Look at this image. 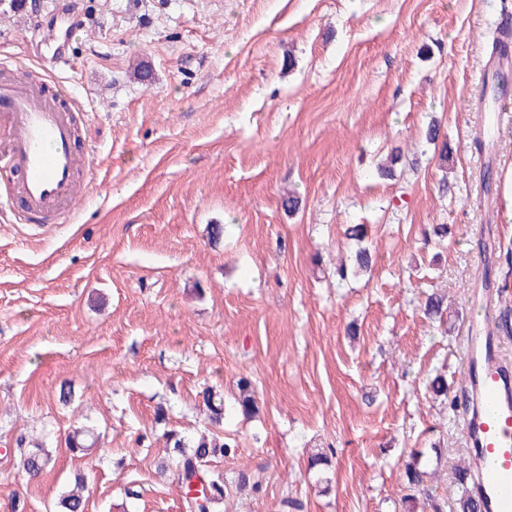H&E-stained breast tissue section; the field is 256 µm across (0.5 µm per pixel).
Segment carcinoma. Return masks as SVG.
<instances>
[{"label":"carcinoma","instance_id":"1","mask_svg":"<svg viewBox=\"0 0 512 512\" xmlns=\"http://www.w3.org/2000/svg\"><path fill=\"white\" fill-rule=\"evenodd\" d=\"M447 297L432 292L421 304L422 313L429 319H444L448 315ZM241 392L238 404L243 414L250 415L258 410L257 399L247 380L240 382ZM427 390L436 400L448 404L450 410H455L457 395L453 394L444 375L437 373L428 380ZM202 403L209 412V419L218 424L224 417V398L220 392L208 388L202 392ZM93 432L89 429L74 431L69 439V448L73 452L85 451L92 446ZM168 461L174 468L178 481L185 491L186 512H212L216 505L223 502L229 493L228 487L221 474H214L202 469V462L210 457H226L235 452V448L221 440L218 435L202 436L196 442L189 444L177 433L169 434ZM423 453L411 455V461L405 467V482L401 502L416 504L420 498H425L432 512H484L481 503L471 497L467 491L470 481L465 463H458L454 468L455 496L447 501L441 499L428 489L430 472L427 464L422 462ZM51 458L41 446L26 448L20 451V463L26 474L37 476L50 464ZM76 489L63 495L59 501V512H84L85 501L82 490L86 488V478L82 475L75 477ZM198 486L199 496H190L191 488Z\"/></svg>","mask_w":512,"mask_h":512}]
</instances>
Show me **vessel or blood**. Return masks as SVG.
Instances as JSON below:
<instances>
[{"instance_id": "obj_1", "label": "vessel or blood", "mask_w": 512, "mask_h": 512, "mask_svg": "<svg viewBox=\"0 0 512 512\" xmlns=\"http://www.w3.org/2000/svg\"><path fill=\"white\" fill-rule=\"evenodd\" d=\"M44 60L70 61L77 23L50 24L33 17ZM78 103L53 77L33 80L19 71L0 79V171L10 174L0 209L22 224H63L79 200L78 176L92 166L91 152L77 141ZM503 291L487 283L476 292L484 316L462 341V370L469 398L461 427L479 477L473 487L484 512H512V356L485 319Z\"/></svg>"}]
</instances>
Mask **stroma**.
Masks as SVG:
<instances>
[{
  "label": "stroma",
  "mask_w": 512,
  "mask_h": 512,
  "mask_svg": "<svg viewBox=\"0 0 512 512\" xmlns=\"http://www.w3.org/2000/svg\"><path fill=\"white\" fill-rule=\"evenodd\" d=\"M507 16L512 0H83L55 76L87 111L91 180L45 236L0 221V512H55L79 473L86 512H185L171 432L235 444L205 464L229 486L215 512H280L287 496L303 512H405L416 451L453 494L467 445L426 383L460 382L484 272L512 309V124L472 144ZM0 56L41 76L24 13L0 11ZM394 153L395 177L380 176ZM354 224L373 265L340 283ZM435 224L447 245L426 241ZM436 288L452 330L419 310ZM207 387L224 396L218 426ZM79 426L98 436L83 454L68 447ZM37 444L52 463L32 479L18 449ZM322 448L325 485L307 471ZM244 475L260 492L239 490Z\"/></svg>",
  "instance_id": "35a3bbf8"
}]
</instances>
